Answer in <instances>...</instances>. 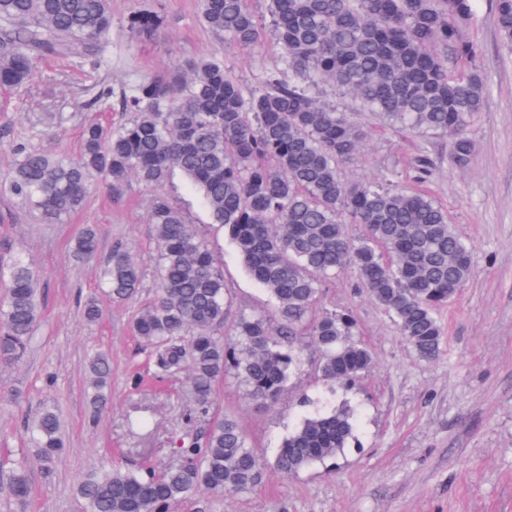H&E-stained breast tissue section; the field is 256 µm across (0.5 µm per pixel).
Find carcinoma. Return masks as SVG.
Masks as SVG:
<instances>
[{
    "instance_id": "carcinoma-1",
    "label": "carcinoma",
    "mask_w": 512,
    "mask_h": 512,
    "mask_svg": "<svg viewBox=\"0 0 512 512\" xmlns=\"http://www.w3.org/2000/svg\"><path fill=\"white\" fill-rule=\"evenodd\" d=\"M476 0H268L267 17L247 0H199L200 17L230 48H254L267 27L282 47L280 65L241 82L218 55L186 59L169 71L115 90L100 87L86 109L111 108L124 123L89 124L75 158L19 143L6 190L47 224L79 210L102 178L119 191L134 178L155 189L150 222L159 252L158 293L133 330L155 350L162 375L189 362L198 407L231 370L255 403L271 407L286 391L306 344L319 354L324 380L352 385L373 355L355 339L351 315L318 304L336 275L351 269L422 360L443 347L439 310L472 274L468 245L448 211L423 189L434 161L420 151L408 179L389 167L371 183L344 179L366 133L347 112L321 103V84L350 95L385 123L424 137L448 139L453 161L468 163V128L483 110L487 86L466 25ZM502 40L512 46V0H494ZM110 0H0V110L25 88L40 61L105 60L112 34ZM163 28L159 10L131 14L133 39ZM201 193L211 223L224 228L248 273L275 302L271 315L229 318L224 273L184 212L160 190L174 175ZM349 224L361 227L350 234ZM94 226L76 238L73 256L98 255ZM104 292L131 299L141 271L122 246L103 266ZM0 362L18 359L41 311L38 277L22 256L0 266ZM231 322L234 342L218 336ZM94 403L111 378L104 354L89 364ZM355 410L345 404L304 418L283 441L275 464L292 476L342 454L354 437ZM44 468L61 449L60 423L43 410L31 427ZM181 464L156 475L92 469L78 485L87 512H169L203 488L216 495L252 490L265 463L238 422L217 417L205 434L177 449ZM7 490L24 504L26 469L17 466Z\"/></svg>"
}]
</instances>
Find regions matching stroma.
Listing matches in <instances>:
<instances>
[{
    "label": "stroma",
    "mask_w": 512,
    "mask_h": 512,
    "mask_svg": "<svg viewBox=\"0 0 512 512\" xmlns=\"http://www.w3.org/2000/svg\"><path fill=\"white\" fill-rule=\"evenodd\" d=\"M151 7L162 10L163 29L155 38L131 40L126 18ZM112 15L106 63L42 68L0 112V186L11 176L16 143L63 155L79 152L83 125L97 116L82 107L96 84L118 87L213 53L251 83L281 56L267 31L260 52L227 48L200 22L197 0H112ZM468 33L489 91L468 130L475 152L466 168L454 165L447 140L420 143L359 111L349 95L329 97L367 131L362 154L345 169L349 179L374 181L384 168L405 164L422 149L435 160L429 188L468 244L474 266L439 313L444 341L436 360H420L389 314L347 272L328 288L324 305L351 313L373 354L374 364L359 384H326L317 373V355L306 350L273 408L250 401L230 373L216 384L209 408L198 409L188 371L157 378L149 349L130 329L157 291L152 190L135 180L118 195L100 186L67 221L45 224L0 189V263L23 254L39 275L42 301L26 354L0 366V512H87L77 487L91 469L162 472L179 464L177 442L203 435L222 415L239 422L266 463L261 486L224 497L200 490L170 512H512V50L495 26L492 0H477ZM97 117L118 123L128 115L116 105ZM164 190L219 258L232 315L271 313L272 298L246 273L223 228L210 223L200 195L178 175ZM88 225L98 232L100 257L123 244L142 272L134 299L103 302L95 324L86 321L83 302L98 291L99 268L71 254ZM98 353L107 354L112 370L111 401L100 410L90 404L89 360ZM343 404L358 415L349 448L336 462L282 476L273 466L282 438L304 416ZM46 408L58 413L65 445L48 473L32 458L27 430ZM139 417L149 420L150 431L132 429L131 420ZM22 458L31 483L23 505L6 490Z\"/></svg>",
    "instance_id": "1"
}]
</instances>
